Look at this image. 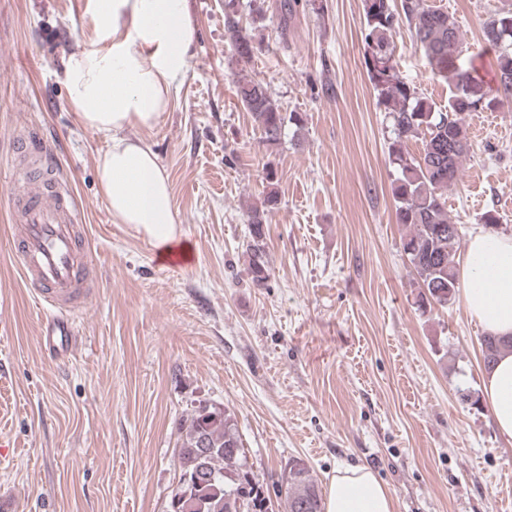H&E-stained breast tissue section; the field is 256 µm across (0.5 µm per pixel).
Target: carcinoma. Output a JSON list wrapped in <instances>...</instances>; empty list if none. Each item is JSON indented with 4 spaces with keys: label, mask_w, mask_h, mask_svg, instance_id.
Listing matches in <instances>:
<instances>
[{
    "label": "carcinoma",
    "mask_w": 512,
    "mask_h": 512,
    "mask_svg": "<svg viewBox=\"0 0 512 512\" xmlns=\"http://www.w3.org/2000/svg\"><path fill=\"white\" fill-rule=\"evenodd\" d=\"M324 16L323 0H280L281 33L298 8ZM364 14V65L378 106L389 120L388 159L392 167L395 221L408 233L401 246L410 273L420 288V305L448 308L460 292L456 255L461 247L459 225L448 216L446 191L455 185L463 161L471 152L465 114L495 112L512 105V8L494 7L482 23L485 46L495 50L496 94L484 90L474 69L463 61V40L455 19L426 0H362ZM408 27L436 76L448 85V104L439 105L420 94L398 74L393 33ZM224 28L239 64L251 62L257 51L253 38L239 21V0H224ZM237 97L251 114L262 143L274 146L285 137L287 127L300 130L304 118L286 114L266 86L241 77ZM420 141L416 158L409 143ZM276 192L266 193L261 204L248 212L250 226L249 271L254 283L264 284L270 269L264 246V225L277 205ZM512 350V339L483 336L485 368L501 352ZM177 458L180 478L168 512H229L230 497H247L250 512H264L262 484L247 468L246 455L235 418L225 409L201 404L179 423ZM297 478L285 491V512H322L316 480L302 462L296 463Z\"/></svg>",
    "instance_id": "obj_1"
}]
</instances>
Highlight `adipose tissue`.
<instances>
[{
	"mask_svg": "<svg viewBox=\"0 0 512 512\" xmlns=\"http://www.w3.org/2000/svg\"><path fill=\"white\" fill-rule=\"evenodd\" d=\"M97 44L72 54L65 68L70 104L81 124L109 139L97 178L113 223L145 233L160 259L190 257L176 221L169 177L139 131L156 128L186 78L197 38L187 0H89ZM486 278L464 288L468 313L495 336H512V237L476 234L461 273ZM484 394L500 434L512 440V353L484 377ZM324 512H395V497L364 465L337 471L324 491Z\"/></svg>",
	"mask_w": 512,
	"mask_h": 512,
	"instance_id": "obj_1",
	"label": "adipose tissue"
}]
</instances>
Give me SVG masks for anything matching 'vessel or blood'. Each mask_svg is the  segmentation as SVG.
<instances>
[{
  "mask_svg": "<svg viewBox=\"0 0 512 512\" xmlns=\"http://www.w3.org/2000/svg\"><path fill=\"white\" fill-rule=\"evenodd\" d=\"M15 255L27 284L46 313V349L63 352L74 331L70 307L89 297L92 286L83 271L87 258L78 249L83 219L69 184L44 176L31 182L17 205Z\"/></svg>",
  "mask_w": 512,
  "mask_h": 512,
  "instance_id": "b4317fda",
  "label": "vessel or blood"
}]
</instances>
